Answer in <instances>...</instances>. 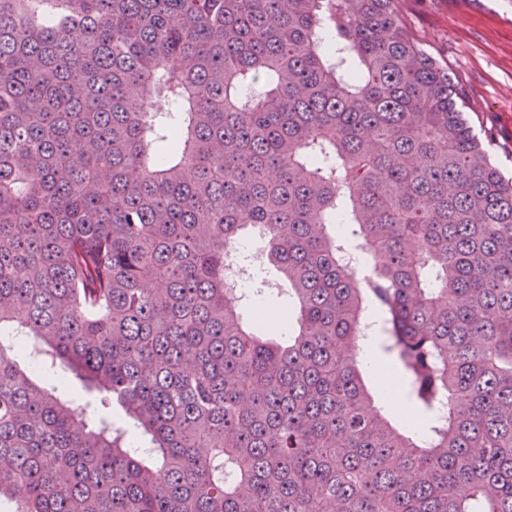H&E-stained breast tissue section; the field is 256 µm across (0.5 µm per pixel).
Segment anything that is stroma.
<instances>
[{
  "label": "stroma",
  "instance_id": "stroma-1",
  "mask_svg": "<svg viewBox=\"0 0 512 512\" xmlns=\"http://www.w3.org/2000/svg\"><path fill=\"white\" fill-rule=\"evenodd\" d=\"M405 22L464 87L476 132L512 173V0H408Z\"/></svg>",
  "mask_w": 512,
  "mask_h": 512
}]
</instances>
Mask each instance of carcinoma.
<instances>
[{
  "label": "carcinoma",
  "instance_id": "carcinoma-1",
  "mask_svg": "<svg viewBox=\"0 0 512 512\" xmlns=\"http://www.w3.org/2000/svg\"><path fill=\"white\" fill-rule=\"evenodd\" d=\"M41 2L0 0V505L512 512V178L400 0ZM259 260V253L253 254L248 261L243 260L240 250L234 249L224 262L226 281L235 287L251 279L252 265ZM262 278L272 281L273 279L277 278V275L272 269H256L254 271V278H252L251 282L241 287L243 289L242 291L250 296L249 300L243 301L241 308L242 316L248 323H251L252 313L256 305H262L267 309H271L277 312L285 310L286 303L277 301L268 294L257 295L255 293L253 288L258 287V283Z\"/></svg>",
  "mask_w": 512,
  "mask_h": 512
}]
</instances>
